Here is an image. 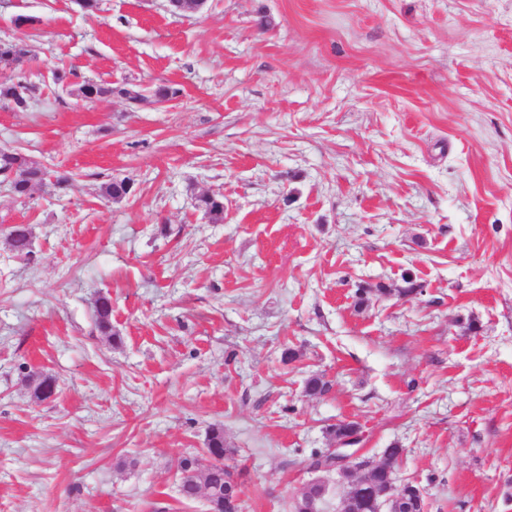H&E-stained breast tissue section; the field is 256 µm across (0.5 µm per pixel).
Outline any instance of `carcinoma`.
I'll use <instances>...</instances> for the list:
<instances>
[{
    "label": "carcinoma",
    "mask_w": 512,
    "mask_h": 512,
    "mask_svg": "<svg viewBox=\"0 0 512 512\" xmlns=\"http://www.w3.org/2000/svg\"><path fill=\"white\" fill-rule=\"evenodd\" d=\"M34 58L30 45L24 39L0 42V71L12 72L21 69L24 63ZM54 83L66 84L69 94L85 100H94L112 95V85L84 80L79 83L67 82L66 73L53 71ZM36 86H23L10 79L0 82V102H4L17 110H25L35 97ZM0 177L7 180L13 193L22 198L31 194L35 186L44 180V171L35 162L17 150H0ZM131 192V185L125 179L110 177L101 185L102 196L109 200H119ZM195 206L204 210L211 219L219 221L224 216V198L208 193L195 197ZM7 240L17 254L29 256L32 253V232L28 224H15L7 228ZM94 317L98 329L105 334H112V300L107 295H100L95 300ZM331 438L340 442H349L357 434L353 422H339L328 430ZM207 449L210 455L224 457L230 449L224 445V429L214 426L209 430ZM179 491L183 500L195 501L204 496L209 512H241L240 498L229 494V471L224 466L213 462L208 467H199L198 459L184 457L180 461ZM394 474L383 464L373 462L367 473L348 483V491L344 498V512H363L365 507L362 492L370 487L381 488L393 480ZM406 501L402 504L405 512H422V489L412 483L405 485Z\"/></svg>",
    "instance_id": "carcinoma-1"
}]
</instances>
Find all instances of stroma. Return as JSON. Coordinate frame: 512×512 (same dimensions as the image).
Here are the masks:
<instances>
[{
    "label": "stroma",
    "instance_id": "obj_1",
    "mask_svg": "<svg viewBox=\"0 0 512 512\" xmlns=\"http://www.w3.org/2000/svg\"><path fill=\"white\" fill-rule=\"evenodd\" d=\"M14 37L114 93L0 104L47 171L0 183V512H206L215 425L244 512H288L341 420L426 512H512V0H0ZM32 232L28 224H13L7 228V240L17 254L30 256L32 253ZM94 317L98 329L109 336L112 333V300L107 295H100L95 300ZM205 469H201L198 459L184 457L180 461L179 491L183 500L195 501L203 492L207 501L209 512H240L242 505L240 498L229 494V471L218 464L214 459Z\"/></svg>",
    "mask_w": 512,
    "mask_h": 512
}]
</instances>
